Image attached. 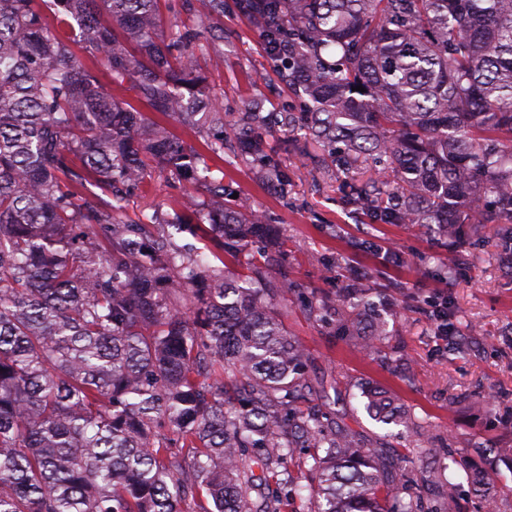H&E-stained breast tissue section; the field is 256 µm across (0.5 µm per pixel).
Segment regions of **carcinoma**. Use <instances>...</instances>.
<instances>
[{
	"instance_id": "obj_1",
	"label": "carcinoma",
	"mask_w": 512,
	"mask_h": 512,
	"mask_svg": "<svg viewBox=\"0 0 512 512\" xmlns=\"http://www.w3.org/2000/svg\"><path fill=\"white\" fill-rule=\"evenodd\" d=\"M167 0H0V512H447L412 491L396 454L349 426L277 315L278 230L248 199L224 206V129L239 158L284 185L263 103L226 121L200 58L232 9L304 106L280 122L318 143L329 176L371 162L350 203L384 224L436 225L453 276L466 224L498 225L512 253V0H182L191 24L160 39ZM130 93L119 99L112 86ZM361 86L365 91L355 90ZM197 134L194 148L146 112ZM202 192L123 221L149 167ZM103 197L82 199L77 189ZM192 225L214 265L176 234ZM256 238L261 260L238 281ZM309 306L370 355L387 321L369 287ZM368 416L421 425L381 386ZM456 460L485 490L496 462Z\"/></svg>"
}]
</instances>
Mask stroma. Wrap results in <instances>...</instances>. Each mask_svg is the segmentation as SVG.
<instances>
[{"instance_id": "1", "label": "stroma", "mask_w": 512, "mask_h": 512, "mask_svg": "<svg viewBox=\"0 0 512 512\" xmlns=\"http://www.w3.org/2000/svg\"><path fill=\"white\" fill-rule=\"evenodd\" d=\"M224 66L207 69L212 95L225 111L260 98L269 112L287 110L293 95L280 82L257 33L232 11L224 13V40L218 46ZM279 153L284 189L275 194L251 166L224 155V185L251 200L279 224L286 239L285 270L299 292L280 295L291 338L304 348L308 373L335 389L336 408L354 428L384 438L414 459L416 489L435 496L445 478L459 480L456 453L512 443V257L499 253L494 229L469 230V254L454 275L441 273L448 247L429 228L379 224L349 202L345 182L314 171L307 157L293 153L288 133L270 138ZM150 169L143 189L130 193L121 218L170 208L192 190ZM369 249L359 250L357 242ZM399 252L402 266L383 265L382 255ZM336 259L369 277L372 284L395 283L402 311L388 322L379 353L364 355L334 324L320 322L305 308L303 294H333L343 277H326L324 264ZM447 314L456 335L439 331ZM372 379L409 406L425 429L417 438L399 426L372 421L358 400L357 381Z\"/></svg>"}]
</instances>
